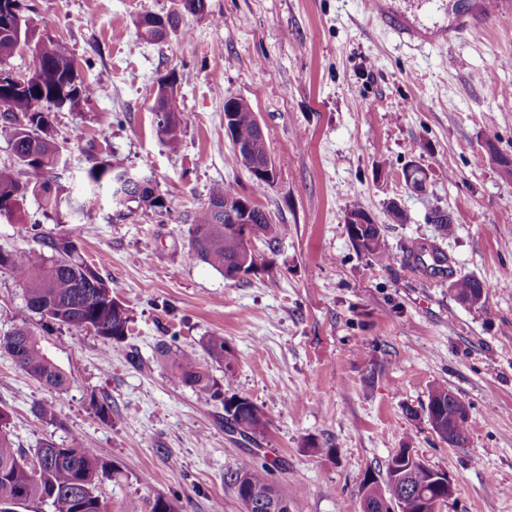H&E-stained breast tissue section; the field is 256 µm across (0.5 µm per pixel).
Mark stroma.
Instances as JSON below:
<instances>
[{
    "mask_svg": "<svg viewBox=\"0 0 512 512\" xmlns=\"http://www.w3.org/2000/svg\"><path fill=\"white\" fill-rule=\"evenodd\" d=\"M26 3L35 36L62 39L95 89L51 114L61 184L81 191L85 169L110 156L151 172L171 212L125 217L105 201L73 229L128 310L121 348L42 320L0 271V337L34 330L70 378L49 392L0 352L16 447L91 445L108 465L96 489L108 512H148L159 494L178 512H245L225 476L248 456L276 462L278 487L303 512H357L364 473L385 475L400 448L451 478L444 512H512V176L497 161L512 159V15L442 50L400 41L363 0H206L166 42L140 45L136 17L176 0ZM463 6L391 0L395 14L439 26ZM172 69L175 147L152 111ZM229 94L258 117L276 164L259 195L224 135ZM412 165L429 175L426 194L405 185ZM216 183L283 225L265 271L230 281L188 257L187 228ZM392 201L406 223L390 220ZM355 207L380 225L385 263L353 245ZM436 210L454 224L432 223ZM422 248L445 256L444 272L416 261ZM463 276L481 282V306L457 300L450 283ZM214 335L236 355L232 393L271 421L255 441L226 432L222 400L177 383L159 356L163 343L192 352L223 389V368L202 349ZM437 381L469 409L464 447L441 442L427 419ZM96 400L111 404V422ZM41 403L55 405L53 422L36 418Z\"/></svg>",
    "mask_w": 512,
    "mask_h": 512,
    "instance_id": "obj_1",
    "label": "stroma"
}]
</instances>
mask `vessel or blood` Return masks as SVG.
Returning a JSON list of instances; mask_svg holds the SVG:
<instances>
[{
    "label": "vessel or blood",
    "instance_id": "obj_1",
    "mask_svg": "<svg viewBox=\"0 0 512 512\" xmlns=\"http://www.w3.org/2000/svg\"><path fill=\"white\" fill-rule=\"evenodd\" d=\"M510 11H512V0H480L477 12L456 13L445 26L431 28L402 22L396 26L395 32L402 41L407 43L421 45L430 43L444 47L451 43L459 33L477 32L486 18Z\"/></svg>",
    "mask_w": 512,
    "mask_h": 512
}]
</instances>
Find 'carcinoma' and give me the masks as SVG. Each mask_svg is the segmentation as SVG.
<instances>
[{"label":"carcinoma","mask_w":512,"mask_h":512,"mask_svg":"<svg viewBox=\"0 0 512 512\" xmlns=\"http://www.w3.org/2000/svg\"><path fill=\"white\" fill-rule=\"evenodd\" d=\"M25 0H0V59L9 58L23 47L30 48L32 58L39 61L40 71L29 86L11 89L0 86V140L11 148L14 164L0 167V217L20 225L22 231L39 239L52 252L42 251L16 260L0 250V269L14 274L25 288L28 306L49 322L74 329L93 326L95 333L114 348L121 346L128 333V316L124 306L112 297V288L97 270L87 265L78 253L69 234L51 235L43 232L39 222L28 220L21 204L28 195L39 200L43 213L57 224H83L90 220L95 203L107 193L117 207L129 208L135 203L156 213L170 212L166 198L155 194L152 176L140 172L147 183L143 190H127L118 176L127 171L110 159L96 161L85 171L84 191L75 195L58 182V170L66 165L58 144L49 131L51 109L75 106L93 94L92 85L81 75L79 63L67 45L52 36L34 39L24 16ZM235 107L236 124L232 144H241L238 159L248 172L256 164L270 159L265 136L258 133L252 112L244 100L224 97V108ZM158 132L175 146L181 135V121L155 113ZM35 175L36 181H21L15 169ZM236 189L227 184L210 188L209 201L236 202L241 199ZM364 223L349 225L356 248L378 263L387 260L386 243L378 225L360 207L350 209ZM248 217L257 223L256 239L274 247L279 241L282 225L274 223L257 203L248 214L232 207L219 215L211 206L197 213L188 233V255L234 279L241 266L245 245L241 225ZM458 301L473 305L481 298L482 284L475 278L461 277L451 284ZM209 357L224 367V383L233 384L235 352L222 336H210L204 342ZM0 351L37 379L49 390L61 393L68 379L63 371L44 353L41 338L34 331L19 329L0 337ZM175 378L203 391L210 388L209 376L201 370L195 355L166 347ZM450 390L440 382L430 389L426 412L440 428L439 436L450 432L462 440L469 438V415L455 416L449 405ZM270 425L264 413L246 397L233 394L224 397V429L246 440L265 434ZM277 464L243 459L229 475L230 484L240 500L250 499L251 512H275L260 508L258 502L267 493L281 495L273 479ZM93 448L80 443L62 448L55 442H43L33 452L15 447L9 431V416L0 409V512H16L32 503H48L53 512H105L96 494L99 473L106 472ZM442 496L429 467H408L389 459L387 478L369 488L368 498H360V512H372L370 503H381L378 512H390L391 506L403 505V512H431V502Z\"/></svg>","instance_id":"1"}]
</instances>
